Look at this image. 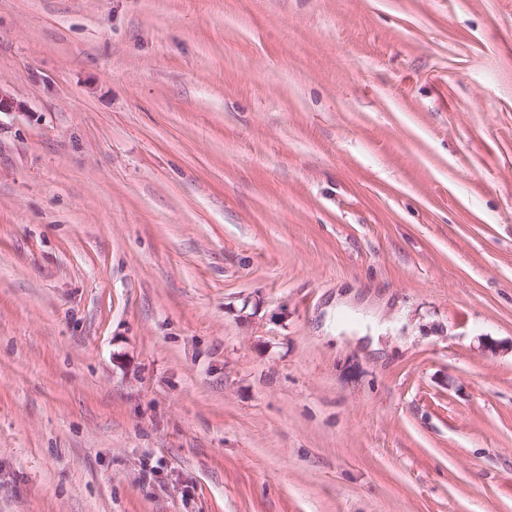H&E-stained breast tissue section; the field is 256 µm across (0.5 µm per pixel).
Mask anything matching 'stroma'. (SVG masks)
Masks as SVG:
<instances>
[{
    "mask_svg": "<svg viewBox=\"0 0 512 512\" xmlns=\"http://www.w3.org/2000/svg\"><path fill=\"white\" fill-rule=\"evenodd\" d=\"M0 512H512V0H0Z\"/></svg>",
    "mask_w": 512,
    "mask_h": 512,
    "instance_id": "stroma-1",
    "label": "stroma"
}]
</instances>
